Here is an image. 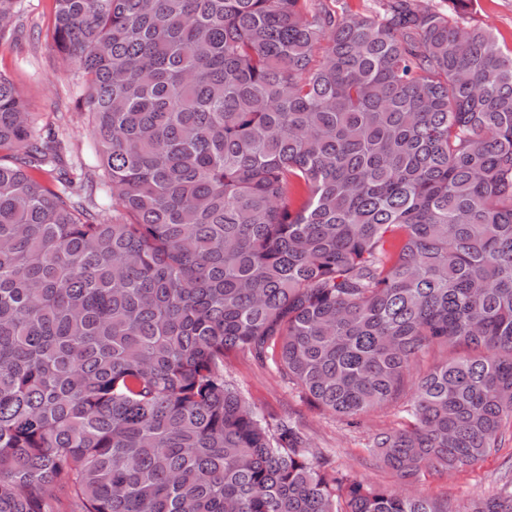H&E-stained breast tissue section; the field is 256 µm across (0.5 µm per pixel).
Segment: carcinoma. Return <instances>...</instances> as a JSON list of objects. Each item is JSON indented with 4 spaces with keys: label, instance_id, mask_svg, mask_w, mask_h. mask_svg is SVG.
<instances>
[{
    "label": "carcinoma",
    "instance_id": "obj_1",
    "mask_svg": "<svg viewBox=\"0 0 512 512\" xmlns=\"http://www.w3.org/2000/svg\"><path fill=\"white\" fill-rule=\"evenodd\" d=\"M55 2L94 163L0 75V512H512L340 474L224 377L356 424L443 348L370 451L418 481L501 448L512 48L471 0Z\"/></svg>",
    "mask_w": 512,
    "mask_h": 512
}]
</instances>
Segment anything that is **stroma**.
Instances as JSON below:
<instances>
[{
	"mask_svg": "<svg viewBox=\"0 0 512 512\" xmlns=\"http://www.w3.org/2000/svg\"><path fill=\"white\" fill-rule=\"evenodd\" d=\"M55 0H22V32L18 39L0 41V74L8 77L41 132L57 134L65 146L67 163H88V114L73 102L72 72L62 63L48 31ZM473 20L490 28L500 42L512 46V0H473ZM224 374L258 407L300 423L316 451L329 455L337 470L351 477L390 489L459 502L486 498L512 488V427L502 448L465 475L444 473L405 484L372 456L369 442L379 430H393L404 422V399L365 413L360 425L311 406L298 389L284 381L272 364L233 354L224 362Z\"/></svg>",
	"mask_w": 512,
	"mask_h": 512,
	"instance_id": "obj_1",
	"label": "stroma"
}]
</instances>
